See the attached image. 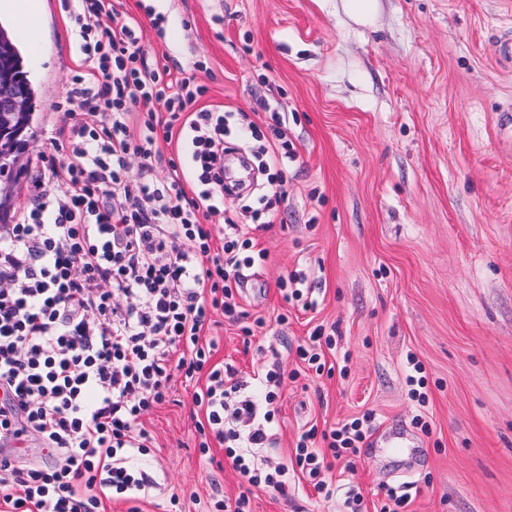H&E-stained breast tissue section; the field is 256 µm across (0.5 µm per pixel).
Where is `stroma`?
I'll return each mask as SVG.
<instances>
[{
  "label": "stroma",
  "instance_id": "stroma-1",
  "mask_svg": "<svg viewBox=\"0 0 512 512\" xmlns=\"http://www.w3.org/2000/svg\"><path fill=\"white\" fill-rule=\"evenodd\" d=\"M36 89L21 169L0 224L27 205L35 156L58 128L83 72L78 25L64 0H44ZM141 45L173 75L207 86L198 105L264 125L286 112L297 157L288 203L254 231L264 261L234 289L237 321L216 316L213 362L243 379L280 367L276 445L291 456L310 425L374 414L353 469L373 512L388 487H409L408 512H512V0H118ZM302 272L316 301L285 300L279 280ZM334 336L315 373L296 347L316 326ZM426 402L408 395L412 363ZM191 388L142 420L153 446L140 512H208L242 481L213 445L201 455ZM405 449L393 452L392 437ZM304 482L287 495L253 489L251 512H338Z\"/></svg>",
  "mask_w": 512,
  "mask_h": 512
}]
</instances>
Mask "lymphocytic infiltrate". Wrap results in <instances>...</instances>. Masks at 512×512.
<instances>
[{"label":"lymphocytic infiltrate","instance_id":"lymphocytic-infiltrate-1","mask_svg":"<svg viewBox=\"0 0 512 512\" xmlns=\"http://www.w3.org/2000/svg\"><path fill=\"white\" fill-rule=\"evenodd\" d=\"M79 2L88 67L57 130L68 162L39 154L27 210L0 224V505L100 512L104 499H138L151 485L138 465L152 444L140 420L177 376L206 382L192 395L201 453L223 445L250 487L284 495L299 474L335 499L326 474L360 457L373 414L304 430L288 462L256 467V449L274 442L283 375L268 370L249 387L202 341L215 314L239 318L232 288L266 258L224 207V143L236 136L272 172L273 193L252 210L260 221L288 198L283 171L296 153L285 113L269 110L262 132L244 114L198 107L206 86L150 62L110 0ZM180 136L191 194L159 148ZM33 443L41 455L30 460Z\"/></svg>","mask_w":512,"mask_h":512}]
</instances>
